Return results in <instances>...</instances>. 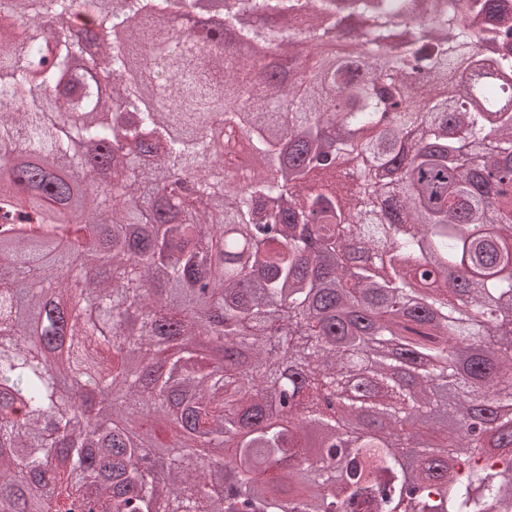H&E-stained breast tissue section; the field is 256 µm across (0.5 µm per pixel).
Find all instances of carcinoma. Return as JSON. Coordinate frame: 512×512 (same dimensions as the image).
Returning a JSON list of instances; mask_svg holds the SVG:
<instances>
[{"mask_svg":"<svg viewBox=\"0 0 512 512\" xmlns=\"http://www.w3.org/2000/svg\"><path fill=\"white\" fill-rule=\"evenodd\" d=\"M223 2L0 0V512H512V0Z\"/></svg>","mask_w":512,"mask_h":512,"instance_id":"obj_1","label":"carcinoma"}]
</instances>
